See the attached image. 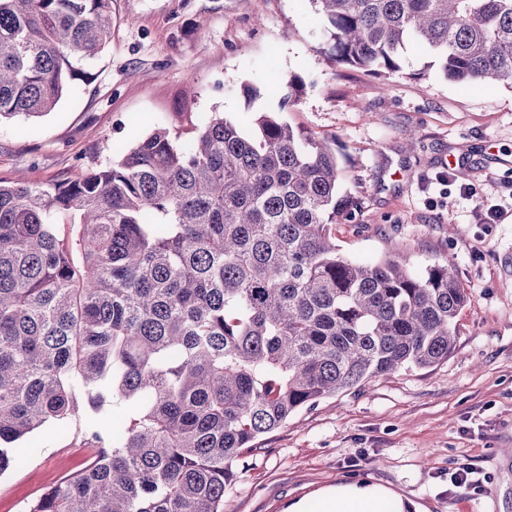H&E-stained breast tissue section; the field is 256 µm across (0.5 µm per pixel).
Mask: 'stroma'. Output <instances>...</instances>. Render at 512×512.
Listing matches in <instances>:
<instances>
[{"mask_svg": "<svg viewBox=\"0 0 512 512\" xmlns=\"http://www.w3.org/2000/svg\"><path fill=\"white\" fill-rule=\"evenodd\" d=\"M329 46L314 0H112L111 41L77 63L56 108L0 121V179H73L155 128L214 112L244 130L272 112L335 140L341 191L360 208L334 225L338 248L373 263L393 240L416 273L451 265L469 295L455 351L290 416L235 462L224 512H286L295 499L321 512L319 490L362 481L389 489L379 512L401 500L411 512H512V88L450 81L415 44L380 74L336 63ZM292 76L287 102L278 85ZM83 431L75 418L19 443L0 512H25L82 468ZM465 464L481 488L451 485Z\"/></svg>", "mask_w": 512, "mask_h": 512, "instance_id": "35a3bbf8", "label": "stroma"}]
</instances>
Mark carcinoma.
<instances>
[{
	"label": "carcinoma",
	"instance_id": "1",
	"mask_svg": "<svg viewBox=\"0 0 512 512\" xmlns=\"http://www.w3.org/2000/svg\"><path fill=\"white\" fill-rule=\"evenodd\" d=\"M314 2L341 64L394 72L412 40L451 80L512 88V0ZM111 35L112 0H0V120L50 113ZM357 214L331 142L272 113L0 180V476L85 409L97 448L27 512H224L233 463L296 411L448 359L466 289L341 255L332 225Z\"/></svg>",
	"mask_w": 512,
	"mask_h": 512
}]
</instances>
